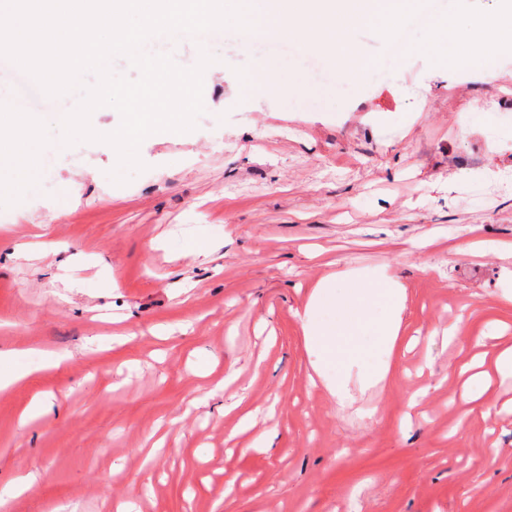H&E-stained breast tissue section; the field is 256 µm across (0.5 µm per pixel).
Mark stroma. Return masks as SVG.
Returning a JSON list of instances; mask_svg holds the SVG:
<instances>
[{
    "mask_svg": "<svg viewBox=\"0 0 512 512\" xmlns=\"http://www.w3.org/2000/svg\"><path fill=\"white\" fill-rule=\"evenodd\" d=\"M264 52L218 43L196 128L148 136L129 183L78 143L0 208V373L27 372L0 395V489L39 477L4 512H512V377L474 413L456 373L512 348V257L452 251L512 242V58L489 81L414 54L335 103L311 71L303 101L243 98ZM374 269L404 288L400 330L337 389L304 312L324 277ZM38 395L53 414L20 426Z\"/></svg>",
    "mask_w": 512,
    "mask_h": 512,
    "instance_id": "1",
    "label": "stroma"
}]
</instances>
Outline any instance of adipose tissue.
<instances>
[{
  "label": "adipose tissue",
  "mask_w": 512,
  "mask_h": 512,
  "mask_svg": "<svg viewBox=\"0 0 512 512\" xmlns=\"http://www.w3.org/2000/svg\"><path fill=\"white\" fill-rule=\"evenodd\" d=\"M289 78L293 100L309 93L303 76L289 71L285 60L257 57L240 76L242 89L263 95L277 87L281 76ZM404 289L382 274L349 273L322 279L304 312L309 341L319 350L323 366L343 371L363 361L369 339L388 343L399 333Z\"/></svg>",
  "instance_id": "adipose-tissue-1"
}]
</instances>
